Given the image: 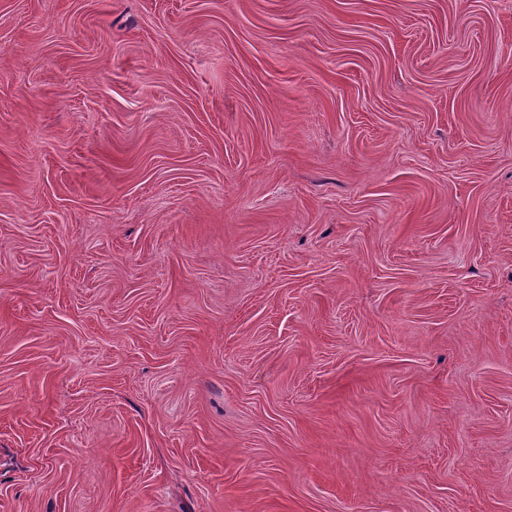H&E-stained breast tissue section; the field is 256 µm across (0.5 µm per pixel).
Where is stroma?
I'll return each instance as SVG.
<instances>
[{"label":"stroma","instance_id":"obj_1","mask_svg":"<svg viewBox=\"0 0 512 512\" xmlns=\"http://www.w3.org/2000/svg\"><path fill=\"white\" fill-rule=\"evenodd\" d=\"M0 512H512V0H0Z\"/></svg>","mask_w":512,"mask_h":512}]
</instances>
